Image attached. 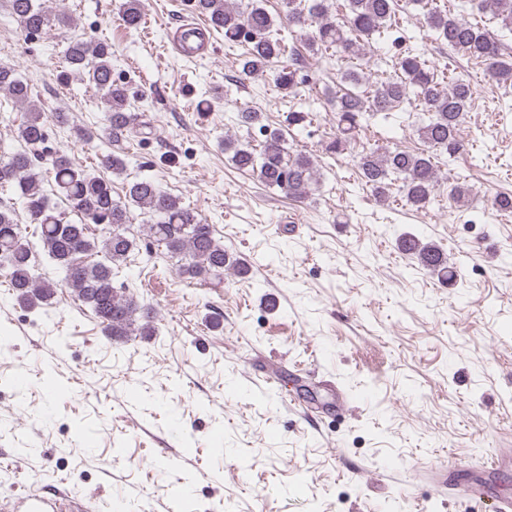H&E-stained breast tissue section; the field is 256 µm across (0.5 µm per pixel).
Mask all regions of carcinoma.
Wrapping results in <instances>:
<instances>
[{
    "mask_svg": "<svg viewBox=\"0 0 512 512\" xmlns=\"http://www.w3.org/2000/svg\"><path fill=\"white\" fill-rule=\"evenodd\" d=\"M11 15L28 37H41L56 26L71 24L63 9H53L42 0H9ZM196 11L210 30L224 34V41L248 47L241 64L240 82L263 73L273 60L285 55L288 63L275 76L278 87L288 93L305 82L299 53H286L283 40L271 35L274 18L259 0L242 7L228 0H194ZM419 8L436 39L454 51L482 61L488 78L499 85L512 86V60L501 53L499 39L487 29L462 21L438 5L436 0H410ZM478 10H489L504 30L512 31V0H470ZM398 0H343L342 18L329 11L323 0H314L309 8L302 0H286L288 23L312 27L308 49L314 54L330 51L343 58L363 54L369 40L395 23ZM123 22L131 29L142 24L140 0H125ZM66 69L59 75L62 83L77 78L99 95L106 114L105 136L120 141L136 131L137 114L129 111L128 82L112 73V45L91 37L68 43L64 50ZM438 72L427 68L414 50H399L395 73L361 93L336 96V134L330 148L338 151L358 135L367 122L407 102L421 111L416 129L419 139L429 148L452 156L461 151L459 127L472 102L473 90L462 79L443 86ZM0 94L16 105L28 108V117L18 131V149L0 156V186L11 184L23 200L29 223L37 226L44 253L63 272L61 282L39 281L33 273V246L19 224L14 210L0 205V260L6 264L10 286L17 299L27 305L51 299L56 289L70 288L77 299L91 307L112 337L151 336L154 334L151 311L114 285L120 264L137 247L131 236V212L138 209L150 218L143 235L179 259L180 275L203 283L224 280V271L233 270L243 277L249 268L230 259L224 245L213 234L212 226L184 206L180 199L163 191L147 176L128 184L125 201L112 197V182L77 166L61 150L48 146L51 124L67 123L63 112L46 113L35 100L31 84L11 67L0 66ZM263 112L246 107L237 113L236 124L257 127L264 139L254 146L237 136L224 138V153L239 169L256 173L269 188L296 199L308 196L317 182L312 157L299 152L288 157L287 143L281 133L262 124ZM359 168L376 200L385 202L395 183L406 202L423 208L431 202L438 186V167L434 156L422 151L411 153L399 148L363 154ZM81 215L80 222L63 220L57 202ZM103 227L98 239L91 225ZM401 249L436 273L443 281L454 277L448 260L437 247L423 243L413 235L399 240ZM104 253L105 260L83 264L78 256Z\"/></svg>",
    "mask_w": 512,
    "mask_h": 512,
    "instance_id": "carcinoma-1",
    "label": "carcinoma"
}]
</instances>
